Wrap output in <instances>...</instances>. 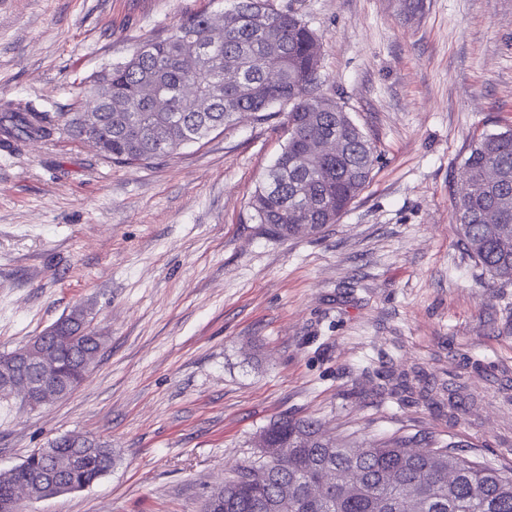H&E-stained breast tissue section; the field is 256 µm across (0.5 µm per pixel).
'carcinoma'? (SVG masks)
<instances>
[{
	"label": "carcinoma",
	"instance_id": "carcinoma-1",
	"mask_svg": "<svg viewBox=\"0 0 512 512\" xmlns=\"http://www.w3.org/2000/svg\"><path fill=\"white\" fill-rule=\"evenodd\" d=\"M318 43L302 17L274 0H233L219 25L206 12L187 16L167 37L146 41L91 76V95L100 100V153L114 163L145 166L206 140L238 112H252L261 123L282 115L285 145L249 205L274 235L318 234L359 197L377 160L373 142L344 107L316 92ZM61 129L81 138L83 113L0 102V150L51 140ZM327 141L339 145L336 155L312 151ZM459 177L466 191L454 201V223L482 268L512 281V127L474 137ZM78 358L62 356V387L73 389L84 379ZM265 434L278 455L236 464L207 496L210 512H512V468L468 459L452 444L416 452L397 438L354 448L315 420L293 418L273 422ZM115 461L106 442L73 448L57 437L26 458V469L0 473V496L32 472L70 462L67 483L79 490ZM450 465L456 471L451 483ZM353 471L359 482L348 493L343 477Z\"/></svg>",
	"mask_w": 512,
	"mask_h": 512
}]
</instances>
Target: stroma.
<instances>
[{
	"instance_id": "stroma-1",
	"label": "stroma",
	"mask_w": 512,
	"mask_h": 512,
	"mask_svg": "<svg viewBox=\"0 0 512 512\" xmlns=\"http://www.w3.org/2000/svg\"><path fill=\"white\" fill-rule=\"evenodd\" d=\"M275 2L316 30L322 91L376 147L368 186L319 234L253 219L286 136L248 116L146 166L66 137L0 151V353L77 305L105 338L65 398L0 400V473L62 435L117 454L19 512H201L283 416L512 466V282L452 221L471 138L512 126V0H425L411 20L404 0ZM230 6L0 0V101L75 111L92 73Z\"/></svg>"
}]
</instances>
